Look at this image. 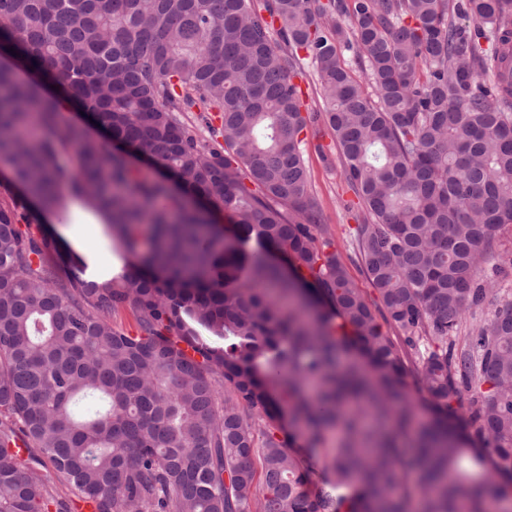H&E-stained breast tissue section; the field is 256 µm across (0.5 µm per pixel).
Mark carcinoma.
I'll return each instance as SVG.
<instances>
[{"instance_id":"obj_1","label":"carcinoma","mask_w":512,"mask_h":512,"mask_svg":"<svg viewBox=\"0 0 512 512\" xmlns=\"http://www.w3.org/2000/svg\"><path fill=\"white\" fill-rule=\"evenodd\" d=\"M0 58L107 132L0 65V512H68L56 475L93 512H512V299L482 317L479 269L512 224V0H0ZM320 124L374 301L308 203ZM72 195L119 269L41 227ZM305 71L306 76L303 78H296L295 83H297L304 92L303 99L306 101V104L312 108L319 107L321 102L319 98L320 90L317 78L311 67L305 65Z\"/></svg>"}]
</instances>
